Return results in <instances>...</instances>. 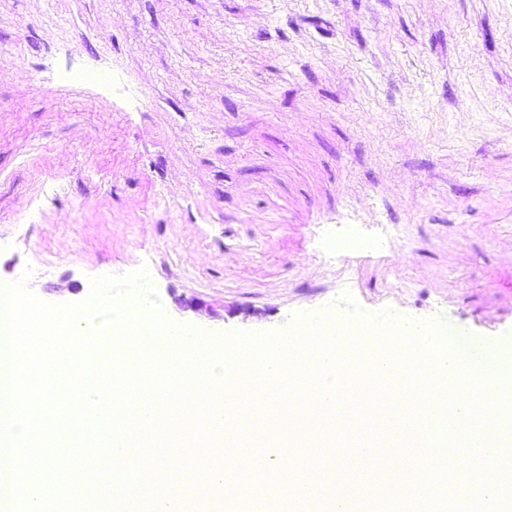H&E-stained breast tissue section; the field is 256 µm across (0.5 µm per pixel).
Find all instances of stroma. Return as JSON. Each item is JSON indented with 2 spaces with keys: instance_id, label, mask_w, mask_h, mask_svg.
Here are the masks:
<instances>
[{
  "instance_id": "obj_1",
  "label": "stroma",
  "mask_w": 512,
  "mask_h": 512,
  "mask_svg": "<svg viewBox=\"0 0 512 512\" xmlns=\"http://www.w3.org/2000/svg\"><path fill=\"white\" fill-rule=\"evenodd\" d=\"M28 267L51 304L147 271L210 333L346 292L512 346V0H0V283Z\"/></svg>"
}]
</instances>
